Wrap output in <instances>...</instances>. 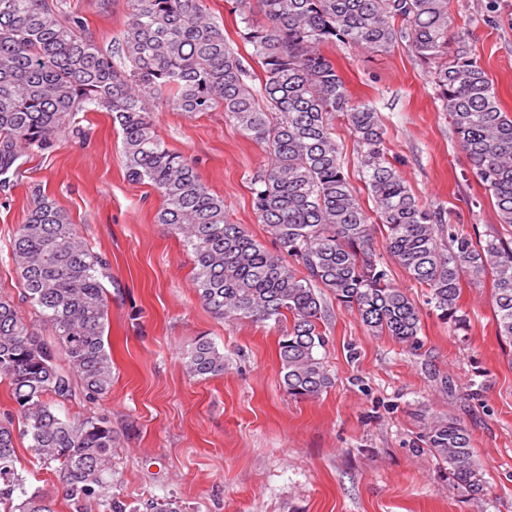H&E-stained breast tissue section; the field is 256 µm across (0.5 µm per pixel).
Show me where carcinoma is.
Returning a JSON list of instances; mask_svg holds the SVG:
<instances>
[{
    "label": "carcinoma",
    "mask_w": 512,
    "mask_h": 512,
    "mask_svg": "<svg viewBox=\"0 0 512 512\" xmlns=\"http://www.w3.org/2000/svg\"><path fill=\"white\" fill-rule=\"evenodd\" d=\"M236 0L261 75L224 36L204 0H127L128 22L112 56L83 22L61 18L60 0H0V174L24 150L52 149L78 112H110L120 126L130 180L162 197L158 223L183 235L199 302L226 321H272L288 395L315 398L332 387L320 350L326 318L321 291L371 332L420 346L423 311L395 286L373 249L374 225L343 171L331 119L346 118L360 148L363 179L384 229L385 249L426 289L424 304L463 331L461 279L491 276L496 336L512 342V246L447 222L422 202L388 158L380 113L352 100L325 49L339 44L385 52L405 42L451 118L458 146L512 224V115L504 112L466 32L453 31L448 0ZM195 115L217 107L265 148L268 163L250 178L252 209L274 250L230 221L224 198L203 183L194 161L157 131L152 105ZM10 256L34 317L0 295V378L14 408L0 412V512H57L54 499L23 475L15 420L75 512H136L112 490L115 437L109 417H70L58 406L96 403L112 389L107 261L80 236L55 199L43 195L10 241ZM189 377L224 374V353L202 337L183 357ZM454 485L477 499L485 470L467 429L435 419L421 435ZM144 512H184L172 498Z\"/></svg>",
    "instance_id": "1"
}]
</instances>
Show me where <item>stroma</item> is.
Instances as JSON below:
<instances>
[{
	"instance_id": "35a3bbf8",
	"label": "stroma",
	"mask_w": 512,
	"mask_h": 512,
	"mask_svg": "<svg viewBox=\"0 0 512 512\" xmlns=\"http://www.w3.org/2000/svg\"><path fill=\"white\" fill-rule=\"evenodd\" d=\"M449 11L466 24L472 55L512 114V0H449ZM62 17L81 19L108 53L128 20L126 0H63ZM331 57L353 100L380 112L387 153L416 196L447 210L453 223L512 242V224L500 223L408 47L340 46ZM154 111L167 146L195 161L233 223L271 246L249 189L267 161L264 148L226 123L223 110L190 117L162 104ZM75 122L79 134L49 151H25L14 176L0 182V294L22 298L9 242L42 193L109 261L112 390L98 407L112 417V479L128 503L170 497L186 512H512V343L495 334L490 280L461 282L467 331L424 312L412 353L371 335L325 296L333 385L314 399L293 398L281 382L277 328L229 323L200 305L183 237L158 223L157 191L129 180L111 113L81 112ZM332 133L361 206L373 211L343 117ZM200 336L223 352V375L199 381L185 374L181 359ZM434 418L468 429L486 470L481 501L454 486L421 448ZM16 446L29 484L53 496L57 512H73L29 439Z\"/></svg>"
}]
</instances>
